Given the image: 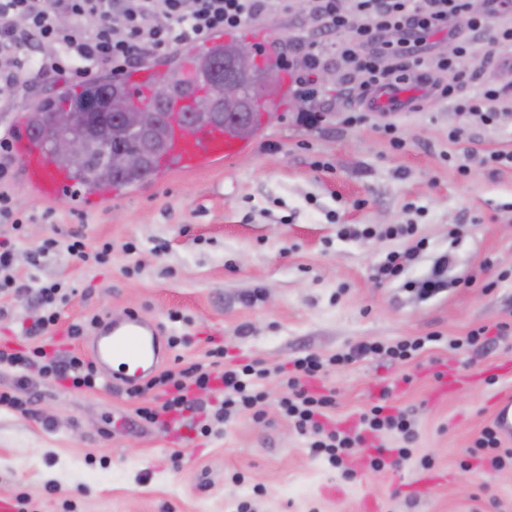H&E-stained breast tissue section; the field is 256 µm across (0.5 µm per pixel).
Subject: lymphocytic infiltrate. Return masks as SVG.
<instances>
[{
  "label": "lymphocytic infiltrate",
  "instance_id": "f902f5d3",
  "mask_svg": "<svg viewBox=\"0 0 512 512\" xmlns=\"http://www.w3.org/2000/svg\"><path fill=\"white\" fill-rule=\"evenodd\" d=\"M340 2L307 0L308 20L316 36L304 47V71L295 87L300 96L316 95L315 76L330 45L345 65V94L366 93L385 82L410 86L429 80L442 98L454 97L460 89L459 84L441 80L456 70L458 58L472 55L479 44L486 45L489 59L495 47L512 45V25L490 27L485 15L471 12L469 0H352L349 9ZM287 7V0H0V89L16 87L29 72L71 84L89 81L106 69L124 73L147 55L237 30L264 12ZM459 16L465 17L464 25H454ZM440 33L454 42V52L430 56V39ZM12 160L11 139L0 135V223L17 229L24 217L8 190L14 175ZM56 322L53 313L36 320L27 333L38 339V346L28 355L0 349V366L22 371L35 367L45 379L94 388L93 362L63 356L45 343ZM322 369L313 355L295 360L289 368L255 363L206 370L195 365L163 371L128 388L127 394L138 397L152 391L150 402L137 407L136 414L161 425L167 417L193 411L197 390L209 388L221 393L215 417L226 422L239 413L262 416L265 394L259 383L274 377L286 389L282 413L300 434L312 436L314 452L326 454L345 478L357 476L353 462L360 448H375V455L368 458L373 468L386 462L397 467L409 460L418 435L406 411L390 404V390H381L354 424L342 426L331 416L332 397L309 385ZM384 429L397 432L400 447L374 446L376 433ZM509 460L512 448H502L492 426L484 428L475 448L469 449L467 464L499 469Z\"/></svg>",
  "mask_w": 512,
  "mask_h": 512
}]
</instances>
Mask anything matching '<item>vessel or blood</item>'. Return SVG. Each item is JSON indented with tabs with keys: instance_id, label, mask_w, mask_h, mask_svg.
<instances>
[{
	"instance_id": "obj_1",
	"label": "vessel or blood",
	"mask_w": 512,
	"mask_h": 512,
	"mask_svg": "<svg viewBox=\"0 0 512 512\" xmlns=\"http://www.w3.org/2000/svg\"><path fill=\"white\" fill-rule=\"evenodd\" d=\"M418 94V89L386 83L362 99L361 105L369 112H406L413 109ZM13 125L17 130L13 152L24 168L28 184L42 197H57L72 183L69 172L53 162L24 116H17ZM245 148V142L222 127L202 126L194 138L187 139L176 126L171 131L168 156L181 167L196 170L213 161L235 157ZM99 335L90 354L107 382L118 381L127 386L138 384L161 362V336L157 323L128 316L101 322ZM494 416L499 429L511 435L512 395L506 393L496 398Z\"/></svg>"
}]
</instances>
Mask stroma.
I'll use <instances>...</instances> for the list:
<instances>
[{
  "instance_id": "stroma-1",
  "label": "stroma",
  "mask_w": 512,
  "mask_h": 512,
  "mask_svg": "<svg viewBox=\"0 0 512 512\" xmlns=\"http://www.w3.org/2000/svg\"><path fill=\"white\" fill-rule=\"evenodd\" d=\"M313 34L290 0L241 36L266 49L287 39L285 59L299 67ZM485 51L459 59V71L477 78L458 99L378 113L339 94L343 66L325 51L334 83L319 84L305 110L289 96L261 115L249 150L169 169L94 212L71 193L39 197L16 170L15 202L31 221L18 231L0 224V239L17 242L18 279L62 285L55 335L83 324L76 352L93 345L92 316L129 314L176 338L169 367L209 365L215 342L225 360L271 367L375 341L430 342L407 362L372 353L327 372L337 420H352L388 386L418 432L404 467L354 481L280 414L274 378L262 385L265 418L204 435L140 420L121 383L77 389L0 366V392L26 403L22 412L0 407V497L13 512H359L367 495L381 512H512V464L473 470L463 454L493 424L494 399L512 391V168L489 159L512 152V77L494 74ZM26 82L0 105V132L20 109L68 90L49 77ZM487 85L502 91L494 111L459 107ZM74 231L88 250L110 243L109 262L62 248L38 255L45 238ZM419 240L402 275L381 279L386 256ZM433 276L442 288L422 295ZM41 313L35 297L0 294V344L26 345L24 328ZM482 327L494 337L488 346L449 349V339ZM426 472L437 481L414 496L407 485Z\"/></svg>"
}]
</instances>
